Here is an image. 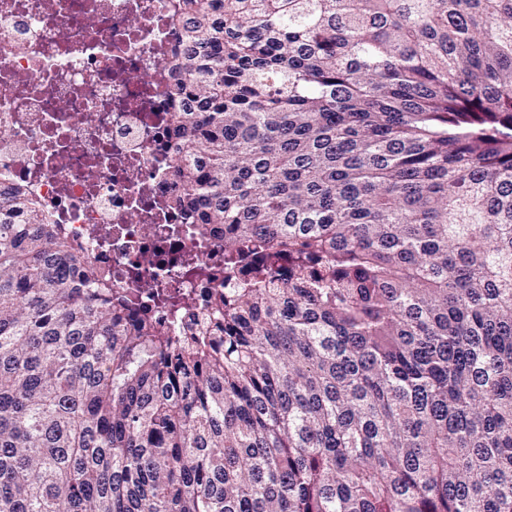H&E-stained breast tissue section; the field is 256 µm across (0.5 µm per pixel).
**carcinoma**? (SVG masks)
Instances as JSON below:
<instances>
[{
	"label": "carcinoma",
	"mask_w": 512,
	"mask_h": 512,
	"mask_svg": "<svg viewBox=\"0 0 512 512\" xmlns=\"http://www.w3.org/2000/svg\"><path fill=\"white\" fill-rule=\"evenodd\" d=\"M169 331L0 193V512H512V0H182Z\"/></svg>",
	"instance_id": "carcinoma-1"
}]
</instances>
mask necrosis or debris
Segmentation results:
<instances>
[{
	"instance_id": "necrosis-or-debris-1",
	"label": "necrosis or debris",
	"mask_w": 512,
	"mask_h": 512,
	"mask_svg": "<svg viewBox=\"0 0 512 512\" xmlns=\"http://www.w3.org/2000/svg\"><path fill=\"white\" fill-rule=\"evenodd\" d=\"M184 21L182 0H0V190L172 329L160 293L204 311L224 290L223 236L167 206Z\"/></svg>"
}]
</instances>
